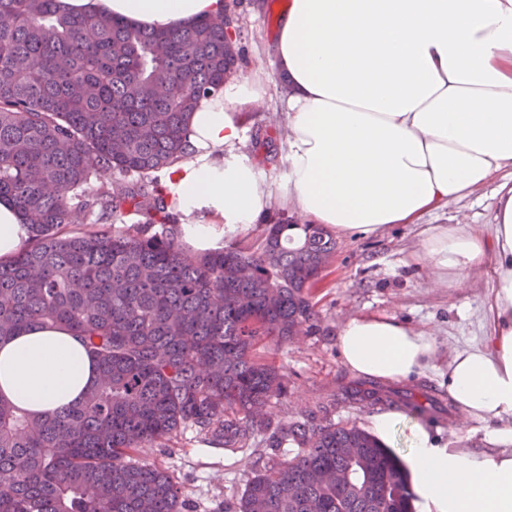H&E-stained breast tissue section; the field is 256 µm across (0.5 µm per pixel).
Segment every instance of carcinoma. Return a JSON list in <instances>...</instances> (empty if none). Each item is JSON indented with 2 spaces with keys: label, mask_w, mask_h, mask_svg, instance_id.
Segmentation results:
<instances>
[{
  "label": "carcinoma",
  "mask_w": 512,
  "mask_h": 512,
  "mask_svg": "<svg viewBox=\"0 0 512 512\" xmlns=\"http://www.w3.org/2000/svg\"><path fill=\"white\" fill-rule=\"evenodd\" d=\"M239 40L209 19L148 30L61 0H0V196L32 239L0 263V340L57 324L98 369L77 404L45 416L0 395V512H182L171 475L132 456L187 429L232 452L271 449L234 512H411L396 454L329 413L424 417L439 409L428 390L357 380L301 419L268 414L287 382L262 349L315 327L330 230L282 218L255 246L191 255L166 211L158 173L185 157L199 101L236 75ZM107 171L122 179L87 196ZM286 444L298 452L279 461Z\"/></svg>",
  "instance_id": "cac0c4a2"
}]
</instances>
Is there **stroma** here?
Returning a JSON list of instances; mask_svg holds the SVG:
<instances>
[{
  "label": "stroma",
  "instance_id": "stroma-1",
  "mask_svg": "<svg viewBox=\"0 0 512 512\" xmlns=\"http://www.w3.org/2000/svg\"><path fill=\"white\" fill-rule=\"evenodd\" d=\"M244 20L239 43L237 81L261 79L258 99L236 105L233 114L245 131L238 153L259 171L269 186L284 178L285 115L279 110L280 85L274 45L283 6H258L257 0H229ZM495 183H488L460 202L436 210L418 224H393L374 236L356 232L336 234V255L313 288L318 327L300 339L269 343L267 357L281 367L288 380L286 395L271 410L273 423L302 418L349 380L336 344L337 333L350 316L387 315L436 336L438 350L433 371L417 380L445 393L438 373L455 351L480 342L488 333L486 321L492 277L469 273L464 287L433 285L429 270L414 262L425 229L437 224H467L484 237L492 235ZM139 462L168 470L181 489L183 512H228L253 476V457L231 453L201 442L188 431L164 447L142 449Z\"/></svg>",
  "mask_w": 512,
  "mask_h": 512
}]
</instances>
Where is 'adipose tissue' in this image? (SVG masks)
<instances>
[{
	"instance_id": "obj_1",
	"label": "adipose tissue",
	"mask_w": 512,
	"mask_h": 512,
	"mask_svg": "<svg viewBox=\"0 0 512 512\" xmlns=\"http://www.w3.org/2000/svg\"><path fill=\"white\" fill-rule=\"evenodd\" d=\"M142 28L221 19L224 0H62ZM288 135L276 190L239 159L233 104L257 97L233 82L200 100L189 156L161 178L168 210L199 252L223 247L225 227L255 223L273 200L339 232L416 224L491 180L493 234L430 228L414 255L460 288L491 269L489 334L456 353L441 378L465 419L484 426L487 451L443 444L397 413L372 416L384 445L402 431L400 458L413 512H512V0H290L275 44ZM29 243L15 202L0 197V263ZM336 344L354 374L402 381L433 369L435 336L386 315L359 314ZM97 381L79 337L40 324L0 341V395L44 415L78 402Z\"/></svg>"
}]
</instances>
